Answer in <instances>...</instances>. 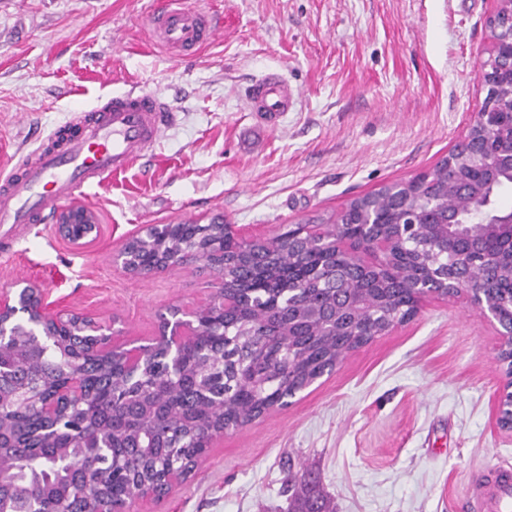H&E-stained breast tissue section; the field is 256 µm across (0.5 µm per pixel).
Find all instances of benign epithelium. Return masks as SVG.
I'll return each instance as SVG.
<instances>
[{"label":"benign epithelium","mask_w":512,"mask_h":512,"mask_svg":"<svg viewBox=\"0 0 512 512\" xmlns=\"http://www.w3.org/2000/svg\"><path fill=\"white\" fill-rule=\"evenodd\" d=\"M494 9L487 19L491 32L490 43L483 49L487 59L482 63L483 84L497 95H486L468 124L466 133L449 151L448 167H463L464 175L448 182V197L460 198L472 207L483 208V223L466 224L460 211L436 201L432 210L444 214L435 223L426 224L424 245L427 259L410 274L407 289L413 298L412 311L395 320L382 333H388L413 318L421 303L429 297L463 298L479 314L499 325L497 362L505 379V389L512 388V307L505 310L500 299L490 294L476 271L494 277L505 285L502 292L512 298V210L493 207L495 186L507 176L512 177V0H493ZM419 220L408 224H386L374 216L361 224H341L342 231L350 230L352 249L346 255L336 254V289L350 267V260L360 254L376 255L373 268L388 275L393 271L392 253L378 246L389 240L395 242L417 233ZM100 229L98 215L88 207L71 204L55 217L56 233L73 247L83 249L92 243ZM144 235L137 234L125 241L112 254V265L134 278L174 269L184 263L182 254H173L154 265L151 272L132 264V247ZM367 309L359 300L345 294L336 296V304L325 310L327 321L341 329L349 315ZM195 311L180 306L170 309V316L160 319L157 331L148 341L174 364L182 365L181 348L184 336L193 326ZM116 319L106 320L96 314L56 309L48 302L44 287L35 281L15 282L0 286V358L4 353L23 347L28 361L20 368L5 372L0 366V407L16 393H26L23 408L45 410L50 418L67 414L71 405L94 391L77 374L58 376V371L43 363L47 346L60 342L62 336L78 337L75 345L85 367L112 368V352L133 348L119 339L122 332L114 329ZM498 425L512 433V405L506 396L498 400ZM112 426L102 425L87 433L80 445L84 448L112 447ZM18 434L12 425L0 419V457L5 449L17 444Z\"/></svg>","instance_id":"obj_1"}]
</instances>
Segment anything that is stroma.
Returning a JSON list of instances; mask_svg holds the SVG:
<instances>
[{
  "label": "stroma",
  "instance_id": "stroma-1",
  "mask_svg": "<svg viewBox=\"0 0 512 512\" xmlns=\"http://www.w3.org/2000/svg\"><path fill=\"white\" fill-rule=\"evenodd\" d=\"M224 17L219 40L173 58L146 27L157 0H0V166L71 110L141 87L178 120L151 157L76 196L103 226L76 250L53 223L20 228L0 284L39 282L60 308L120 319L144 344L160 313L216 291L186 265L148 279L111 256L151 224L244 233L317 224L352 199L429 172L485 92L481 49L492 0H196ZM283 71L302 96L259 127L241 91ZM497 327L461 300L424 301L406 324L347 352L336 369L215 440L194 476L131 512H287L283 478L307 469L336 512H466L473 478L512 466L494 424Z\"/></svg>",
  "mask_w": 512,
  "mask_h": 512
}]
</instances>
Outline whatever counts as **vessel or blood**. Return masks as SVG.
Masks as SVG:
<instances>
[{
    "instance_id": "obj_1",
    "label": "vessel or blood",
    "mask_w": 512,
    "mask_h": 512,
    "mask_svg": "<svg viewBox=\"0 0 512 512\" xmlns=\"http://www.w3.org/2000/svg\"><path fill=\"white\" fill-rule=\"evenodd\" d=\"M149 33L180 58L215 42L222 22L192 0H163L149 18ZM300 95L277 73L264 75L244 92L249 110L270 127ZM175 122L171 105L145 89L119 92L73 113L0 179V243H12L19 225L40 223L80 190L99 186L149 156ZM471 512H512V470H497L474 484Z\"/></svg>"
}]
</instances>
